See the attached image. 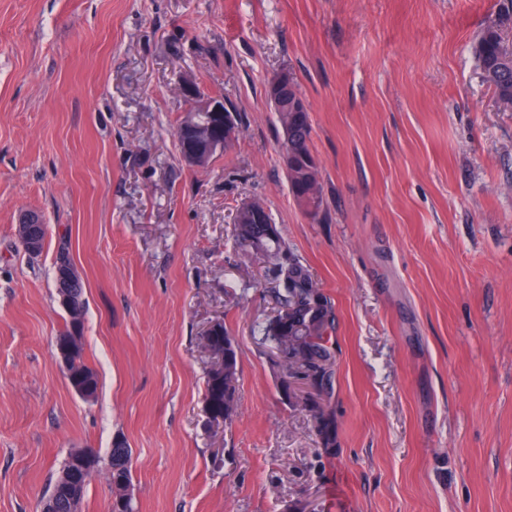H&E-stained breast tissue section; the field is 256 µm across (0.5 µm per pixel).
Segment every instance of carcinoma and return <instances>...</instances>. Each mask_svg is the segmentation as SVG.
<instances>
[{"instance_id": "carcinoma-1", "label": "carcinoma", "mask_w": 512, "mask_h": 512, "mask_svg": "<svg viewBox=\"0 0 512 512\" xmlns=\"http://www.w3.org/2000/svg\"><path fill=\"white\" fill-rule=\"evenodd\" d=\"M475 54L490 79L494 92L501 98L512 99V52L502 43L499 25L486 23L475 44ZM302 96L298 82L288 90V98L270 103L278 122L288 134L283 143L287 152L284 160L288 192L295 202L308 214H317L323 205L318 183V161L312 149V127L309 112L293 110V102ZM237 116L236 109L226 103L224 112H198L192 120H181L175 136L179 144L193 140L192 127H211L224 137V115ZM244 209H239L236 236L240 245L262 256L267 264L268 275L275 284L274 293L278 303V321H269L262 327V334L274 344L277 351L276 365L281 371L283 387L288 379L299 378L319 392L315 405V428L326 440L334 433L332 412L327 402L332 397V364L335 352L325 344V335L332 328L334 318L328 299L317 288L308 269L288 255V249L276 224H245ZM80 306L76 317L69 318L66 330L58 337L62 342L70 335L74 323H84L86 301L84 285L77 288ZM211 350L224 358V365L209 369L204 400L224 416V423H231L238 406L239 355L234 339L217 323L211 330ZM81 382L89 397L95 398L98 377L82 357V347H77L72 359L70 375ZM131 449L122 440L116 441L107 459V469L112 471L109 481L112 495L132 499ZM89 479H84L75 499L69 502L56 501L54 512H80Z\"/></svg>"}]
</instances>
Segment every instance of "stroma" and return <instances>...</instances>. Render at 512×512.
<instances>
[{"mask_svg": "<svg viewBox=\"0 0 512 512\" xmlns=\"http://www.w3.org/2000/svg\"><path fill=\"white\" fill-rule=\"evenodd\" d=\"M501 0H0V512H40L75 448L132 450L134 512H512V109L473 44ZM300 84L323 206L288 192L265 91ZM241 115L180 156L183 76ZM264 202L335 314L331 446L282 388L276 312L234 216ZM50 227L42 251L23 212ZM84 283L79 397L54 257ZM223 321L238 413L204 411ZM71 263L73 262L71 258L69 243L66 240H62L58 244L54 261V268L56 269L59 266ZM78 276L79 273L75 266H69L61 269L57 268L56 282L58 288H72ZM66 378L69 381L70 379L78 380L81 382L90 399L93 400L96 397L98 390V377L93 368H91L82 357V342L78 345L75 350V355L72 359V365L70 369V375H66ZM87 400V401H88Z\"/></svg>", "mask_w": 512, "mask_h": 512, "instance_id": "obj_1", "label": "stroma"}]
</instances>
